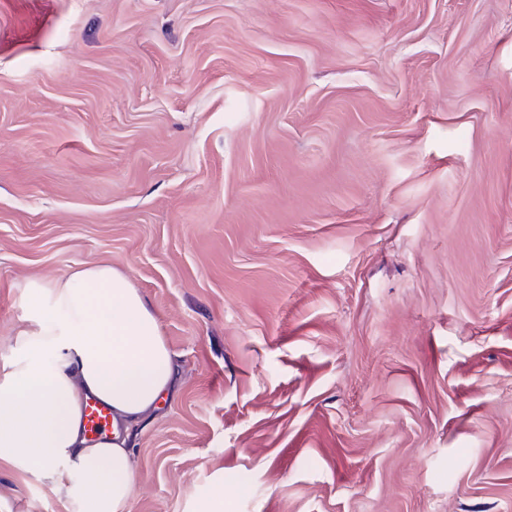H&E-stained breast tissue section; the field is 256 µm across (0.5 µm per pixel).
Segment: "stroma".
Returning a JSON list of instances; mask_svg holds the SVG:
<instances>
[{"mask_svg":"<svg viewBox=\"0 0 512 512\" xmlns=\"http://www.w3.org/2000/svg\"><path fill=\"white\" fill-rule=\"evenodd\" d=\"M95 263L173 358L131 512H512V0H0V363Z\"/></svg>","mask_w":512,"mask_h":512,"instance_id":"1","label":"stroma"}]
</instances>
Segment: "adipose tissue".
<instances>
[{"instance_id": "1", "label": "adipose tissue", "mask_w": 512, "mask_h": 512, "mask_svg": "<svg viewBox=\"0 0 512 512\" xmlns=\"http://www.w3.org/2000/svg\"><path fill=\"white\" fill-rule=\"evenodd\" d=\"M28 330L0 366V460L51 483L80 512H130V439L161 403L171 355L137 288L108 264L52 283L30 281ZM112 411V432L91 444L82 407Z\"/></svg>"}]
</instances>
